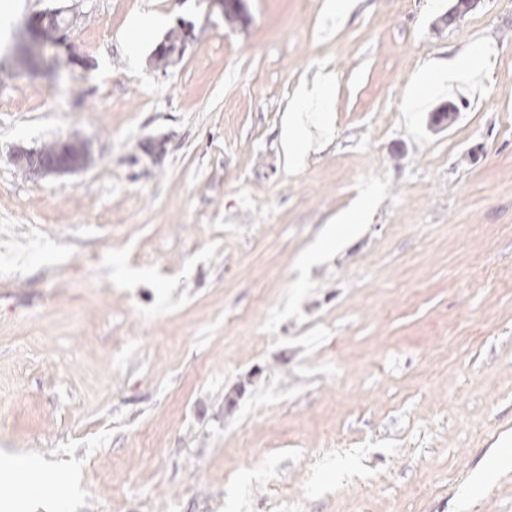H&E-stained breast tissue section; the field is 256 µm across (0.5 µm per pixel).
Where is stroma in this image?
<instances>
[{
    "instance_id": "obj_1",
    "label": "stroma",
    "mask_w": 512,
    "mask_h": 512,
    "mask_svg": "<svg viewBox=\"0 0 512 512\" xmlns=\"http://www.w3.org/2000/svg\"><path fill=\"white\" fill-rule=\"evenodd\" d=\"M12 2L0 452L43 462L38 512H512V0L450 26L452 0H242L235 23L205 0ZM146 8L167 23L134 68L119 35ZM52 9L77 17L55 75L17 72ZM453 53L473 68L407 111ZM324 71L334 139L289 169L283 116ZM65 139L87 168L12 162ZM53 13H36L28 17L24 26V39L18 45L14 59L16 67L21 71H33L37 68L38 58L48 43L45 32ZM358 219L355 216L341 218L336 224L329 226L320 240L323 249H330L339 240L345 239L350 231L351 225L357 224Z\"/></svg>"
}]
</instances>
